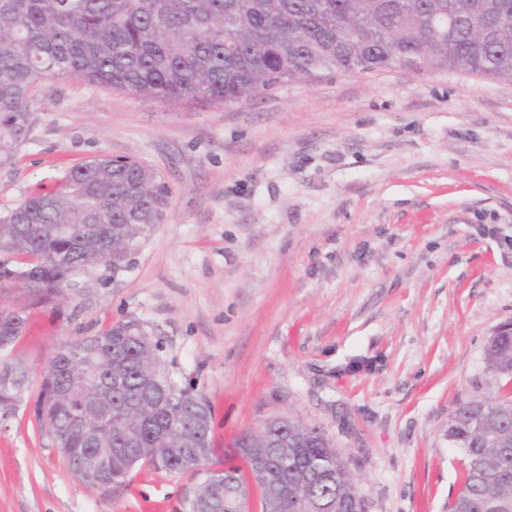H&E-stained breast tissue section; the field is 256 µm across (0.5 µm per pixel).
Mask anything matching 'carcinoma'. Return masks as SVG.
Wrapping results in <instances>:
<instances>
[{
    "mask_svg": "<svg viewBox=\"0 0 512 512\" xmlns=\"http://www.w3.org/2000/svg\"><path fill=\"white\" fill-rule=\"evenodd\" d=\"M512 17V0H0V169L12 168L34 123V86L75 78L160 103H238L293 80L325 72L368 73L398 65L452 69L512 79V22L492 39L479 31L494 14ZM169 187L131 157L97 158L71 168L55 187L0 212V288L21 284L27 307L54 305L80 290L82 278L112 262L160 224ZM26 307H0V345L11 347ZM159 344L131 319L61 343L44 372L36 411L42 431L79 476L84 449L110 448L107 479L120 485L143 466L199 474L184 449L212 457L213 411L201 395L162 371ZM496 390L462 402L448 422V442L463 454L461 487L448 512H512V333L491 337L484 351ZM175 393L168 405L147 391L151 378ZM27 374L0 361V411L23 390ZM100 437L93 444L88 430ZM273 428L235 455L270 453ZM288 469L309 481L307 512H364L355 479L321 430L288 419ZM228 482L204 485L201 475L181 512H193L199 490L222 512H265L238 501L239 467ZM281 466L254 472L260 489L281 480Z\"/></svg>",
    "mask_w": 512,
    "mask_h": 512,
    "instance_id": "carcinoma-1",
    "label": "carcinoma"
}]
</instances>
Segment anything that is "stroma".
Instances as JSON below:
<instances>
[{
    "instance_id": "stroma-1",
    "label": "stroma",
    "mask_w": 512,
    "mask_h": 512,
    "mask_svg": "<svg viewBox=\"0 0 512 512\" xmlns=\"http://www.w3.org/2000/svg\"><path fill=\"white\" fill-rule=\"evenodd\" d=\"M34 96L0 211L97 156L137 158L170 193L126 271L31 309L0 354L29 374L0 422V512H179L191 475L88 488L34 418L56 347L129 319L212 404L217 458L290 415L321 428L365 512H448V420L493 391L484 350L512 322V80L391 66L228 106L71 78Z\"/></svg>"
}]
</instances>
